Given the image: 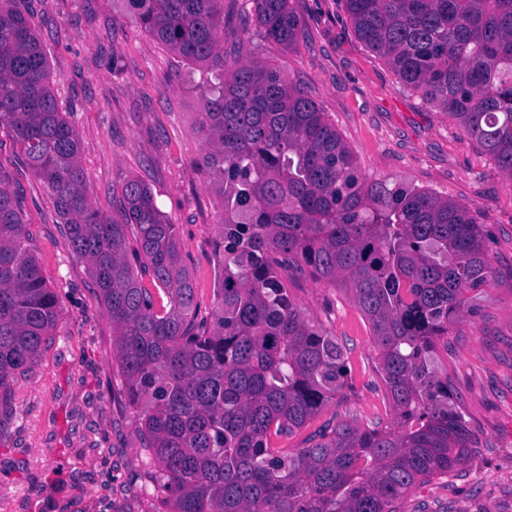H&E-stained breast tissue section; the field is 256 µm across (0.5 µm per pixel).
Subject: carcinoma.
I'll list each match as a JSON object with an SVG mask.
<instances>
[{"mask_svg": "<svg viewBox=\"0 0 512 512\" xmlns=\"http://www.w3.org/2000/svg\"><path fill=\"white\" fill-rule=\"evenodd\" d=\"M171 52L215 68L198 113L222 182L210 309L183 264L178 225L127 179L92 206L79 138L62 111L26 0H0V128L43 182L112 322L118 373L152 461L158 512H398L418 485L471 457V434L436 344L476 313L491 272L471 207L367 181L328 115L275 66L224 75V0H129ZM260 36L304 34L293 0H244ZM359 39L401 85L456 120L512 177V0H344ZM0 171V394L39 360L59 320L24 213ZM339 281L370 322L390 424L341 422L283 452L348 381L339 340L291 297L289 271ZM149 277L166 303L155 307Z\"/></svg>", "mask_w": 512, "mask_h": 512, "instance_id": "carcinoma-1", "label": "carcinoma"}]
</instances>
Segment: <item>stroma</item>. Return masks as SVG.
Returning <instances> with one entry per match:
<instances>
[{
    "mask_svg": "<svg viewBox=\"0 0 512 512\" xmlns=\"http://www.w3.org/2000/svg\"><path fill=\"white\" fill-rule=\"evenodd\" d=\"M294 5L305 35L288 50L260 40L252 15L224 0L226 68L242 52L275 64L327 113L362 178L469 205L488 234L494 273L476 299L478 312L455 323L436 349L476 453L411 491L400 512H512V180L448 114L401 88L358 38L342 0ZM27 7L79 136L92 205L115 212L127 178L148 183L178 225L183 262L202 306H210L223 197L196 123L210 97L206 67L150 36L128 0H28ZM0 169L21 199L32 251L61 305L49 346L0 401V512H157L153 468L117 375L112 323L46 188L2 128ZM288 288L305 315L345 346L350 379L342 396L274 447H302L343 421L385 428L392 405L351 294L308 272L292 276Z\"/></svg>",
    "mask_w": 512,
    "mask_h": 512,
    "instance_id": "1",
    "label": "stroma"
}]
</instances>
